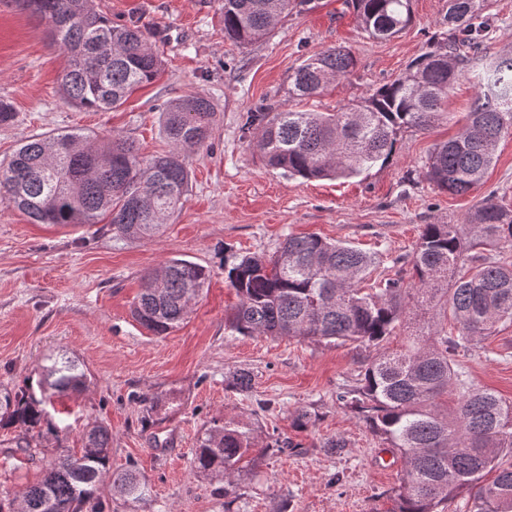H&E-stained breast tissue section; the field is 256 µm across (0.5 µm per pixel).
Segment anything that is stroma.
<instances>
[{"mask_svg":"<svg viewBox=\"0 0 512 512\" xmlns=\"http://www.w3.org/2000/svg\"><path fill=\"white\" fill-rule=\"evenodd\" d=\"M220 0H93L115 24L152 33L164 68L120 107L94 112L66 104L64 54L21 0H0V99L16 118L0 125V160L29 137L80 130L136 142L142 156L166 150L161 111L170 101L209 97L216 109L208 149L191 155L181 208L152 240L118 241L88 227L34 224L0 202V382L38 392L40 367L66 355L90 384L55 401L58 441L0 430V494L43 476L56 446L79 447L86 426L108 427L110 468H136L145 500H112L106 512H392L405 471L338 396L354 385L372 353L359 343L242 336L227 327L238 298L225 280L229 255L272 256L288 235L316 234L375 254L376 276L409 253L422 225L457 224L488 196L512 208V136L503 138L483 184L454 196L423 175L435 143L463 125L476 96L468 80L448 112L426 130H408L385 165L350 178L306 181L265 164L242 125L259 105L332 112L402 75L446 31L448 0H412L411 24L386 40L358 25L346 0H315L292 11L248 46L224 36ZM489 56L512 51V0H485ZM346 46L347 77L317 98L288 96V77L305 59ZM171 258L205 267L209 284L187 319L164 336L132 315L143 276ZM469 380L512 404V323L459 357ZM252 376L250 391L228 389ZM311 421L299 429L298 412ZM247 424L259 448L225 495L219 478L191 469V450L213 418ZM288 441L276 451L275 439Z\"/></svg>","mask_w":512,"mask_h":512,"instance_id":"stroma-1","label":"stroma"}]
</instances>
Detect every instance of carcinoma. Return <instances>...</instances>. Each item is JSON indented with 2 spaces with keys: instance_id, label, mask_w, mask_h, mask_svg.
Wrapping results in <instances>:
<instances>
[{
  "instance_id": "carcinoma-1",
  "label": "carcinoma",
  "mask_w": 512,
  "mask_h": 512,
  "mask_svg": "<svg viewBox=\"0 0 512 512\" xmlns=\"http://www.w3.org/2000/svg\"><path fill=\"white\" fill-rule=\"evenodd\" d=\"M313 0H221L224 36L248 45L271 33L288 10ZM412 0H352L358 23L386 40L412 21ZM48 22V38L67 56L61 76L66 102L106 111L152 82L162 60L143 31L117 25L90 0H23ZM480 0H448V30L433 39L406 72L361 102L336 112L277 111L247 115L243 130L270 166L305 180L359 175L395 154L400 135L424 130L442 116L460 79L477 95L457 136L435 145L424 165L427 181L464 194L479 185L495 160L499 140L512 135V57L474 68L469 50L483 43ZM354 59L331 47L289 76L288 95H320L349 75ZM214 107L201 95L171 101L161 112L168 150L145 161L134 141L92 137L81 131L25 140L0 162V200L34 224L92 226L126 241L158 237L181 207L189 184V158L207 146ZM491 244L512 247V209L488 198L462 224H425L412 251L393 260V276L377 287H358L376 264L373 254L319 236H288L271 258L234 256L224 263L239 304L229 327L241 335L360 342L377 349L357 385L340 396L383 445L401 454L406 473L393 512H439L469 492L468 512H512V404L468 380L457 357L471 342L512 322V262L485 254ZM209 278L201 265L171 258L143 277L132 315L156 335L188 316ZM452 317L454 329L428 326L396 351L380 344L420 308ZM76 361L61 357L41 368V398L0 388V428L24 434L47 425L52 397L85 387ZM453 407L439 409L441 397ZM80 452L62 449L47 461L43 478L22 499L0 497V512H104L102 490L126 501L148 488L133 470L110 474L111 435L93 425L81 431ZM250 430L213 420L198 437L191 466L224 477V496L235 493L240 463L253 452ZM495 473L492 481L484 476Z\"/></svg>"
}]
</instances>
